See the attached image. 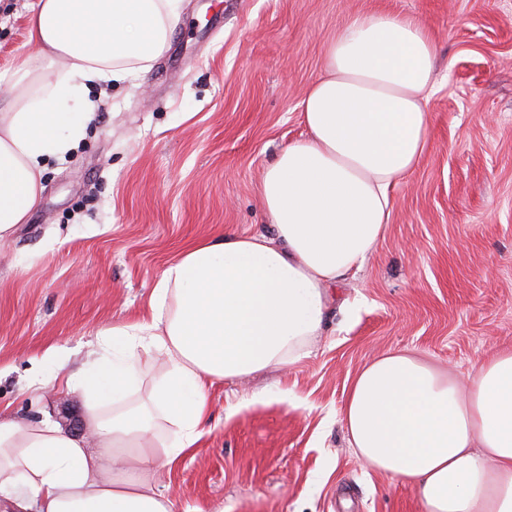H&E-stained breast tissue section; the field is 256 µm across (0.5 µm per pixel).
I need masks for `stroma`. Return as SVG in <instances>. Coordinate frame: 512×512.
<instances>
[{"label": "stroma", "instance_id": "obj_1", "mask_svg": "<svg viewBox=\"0 0 512 512\" xmlns=\"http://www.w3.org/2000/svg\"><path fill=\"white\" fill-rule=\"evenodd\" d=\"M31 0H0V72L34 53ZM422 18L437 44L426 157L393 187L387 235L339 286L308 356L208 393L206 434L157 486L173 512H421L371 470L340 413L356 373L388 350L466 380L512 347V0H183L142 83L106 87L39 205L0 246V409L82 434L64 377L96 334L144 313L163 266L230 228L266 233L264 169L305 134L299 103L324 46L358 15ZM64 375L53 378L56 362ZM52 377L37 391L35 376ZM284 391L287 401L252 404Z\"/></svg>", "mask_w": 512, "mask_h": 512}]
</instances>
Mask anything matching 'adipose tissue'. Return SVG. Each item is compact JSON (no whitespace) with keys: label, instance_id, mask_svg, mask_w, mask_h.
Returning a JSON list of instances; mask_svg holds the SVG:
<instances>
[{"label":"adipose tissue","instance_id":"ef3b65f1","mask_svg":"<svg viewBox=\"0 0 512 512\" xmlns=\"http://www.w3.org/2000/svg\"><path fill=\"white\" fill-rule=\"evenodd\" d=\"M181 0H33L0 108V243L25 223L46 158L94 121L91 88L136 80L166 51ZM436 42L421 20L360 15L325 44V76L301 102L304 139L263 173L271 234L202 239L162 270L148 313L102 331L101 355L67 378L87 396L89 438L0 414V512H171L150 482L197 448L208 390L307 356L334 289L384 239L391 189L425 157ZM168 358L150 404L118 409L151 351ZM341 420L358 455L412 486L423 512H512V349L466 384L407 351L354 379ZM176 426L172 443L154 434Z\"/></svg>","mask_w":512,"mask_h":512}]
</instances>
